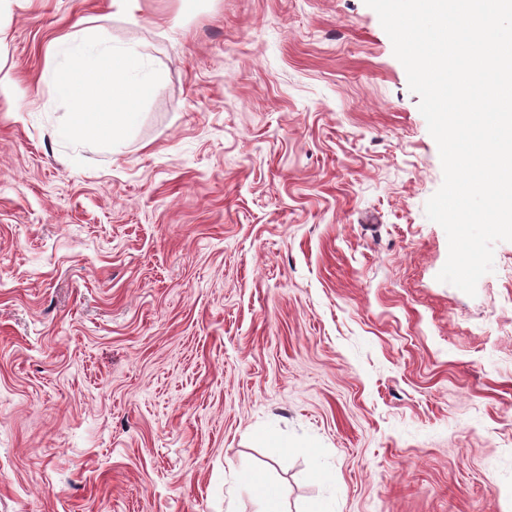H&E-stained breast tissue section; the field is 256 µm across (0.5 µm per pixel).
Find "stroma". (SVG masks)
I'll list each match as a JSON object with an SVG mask.
<instances>
[{
	"mask_svg": "<svg viewBox=\"0 0 512 512\" xmlns=\"http://www.w3.org/2000/svg\"><path fill=\"white\" fill-rule=\"evenodd\" d=\"M84 28L153 80L104 146ZM419 101L364 0H0V512H512V241L437 281ZM59 45L63 46L64 64L57 90L72 109L66 134L86 143L112 141L144 90V83L130 77L139 63L137 54L107 46L91 29L65 35ZM246 482L252 487L256 499L262 505L260 512H282L278 507L277 498L266 483L251 476L246 477Z\"/></svg>",
	"mask_w": 512,
	"mask_h": 512,
	"instance_id": "obj_1",
	"label": "stroma"
}]
</instances>
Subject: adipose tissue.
<instances>
[{
  "label": "adipose tissue",
  "mask_w": 512,
  "mask_h": 512,
  "mask_svg": "<svg viewBox=\"0 0 512 512\" xmlns=\"http://www.w3.org/2000/svg\"><path fill=\"white\" fill-rule=\"evenodd\" d=\"M64 64L57 90L71 105L72 139L94 144L112 141L121 131L144 85L132 80L139 60L129 49H115L92 31L61 37Z\"/></svg>",
  "instance_id": "1"
}]
</instances>
